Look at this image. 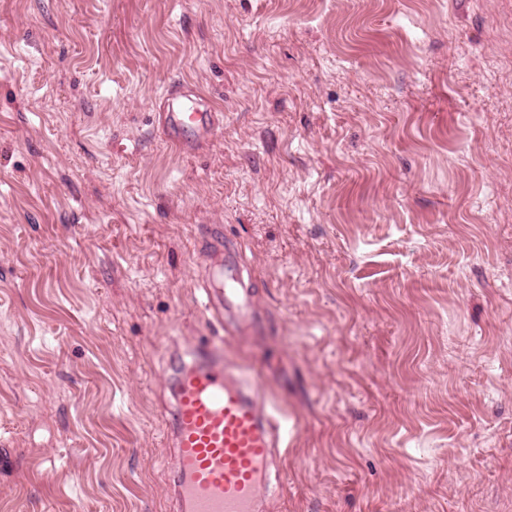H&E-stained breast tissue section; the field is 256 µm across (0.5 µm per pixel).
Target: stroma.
Listing matches in <instances>:
<instances>
[{"instance_id": "stroma-1", "label": "stroma", "mask_w": 512, "mask_h": 512, "mask_svg": "<svg viewBox=\"0 0 512 512\" xmlns=\"http://www.w3.org/2000/svg\"><path fill=\"white\" fill-rule=\"evenodd\" d=\"M207 341L288 429L276 512H512V0H0V512H168ZM176 86H172L168 91V112H162V129L167 140L174 145L177 149L183 152H188L194 146L195 136H200L210 131L216 124L219 123L221 113L212 112L206 108L205 112L200 111H180L175 112L174 103L189 98H197L196 95H185L177 92ZM244 259L239 248L224 242V261L203 287L201 307L213 312L220 324L225 320L245 322L250 320L253 308V293L246 288H238Z\"/></svg>"}]
</instances>
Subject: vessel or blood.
<instances>
[{
	"mask_svg": "<svg viewBox=\"0 0 512 512\" xmlns=\"http://www.w3.org/2000/svg\"><path fill=\"white\" fill-rule=\"evenodd\" d=\"M167 140L180 151L220 121L219 113H162ZM241 249L225 246L224 260L206 283L201 307L218 322L250 320L253 293L240 287ZM173 379L170 430L175 456L171 512H268L260 498L277 467L280 425L255 386L224 365L223 347L194 349Z\"/></svg>",
	"mask_w": 512,
	"mask_h": 512,
	"instance_id": "obj_1",
	"label": "vessel or blood"
}]
</instances>
